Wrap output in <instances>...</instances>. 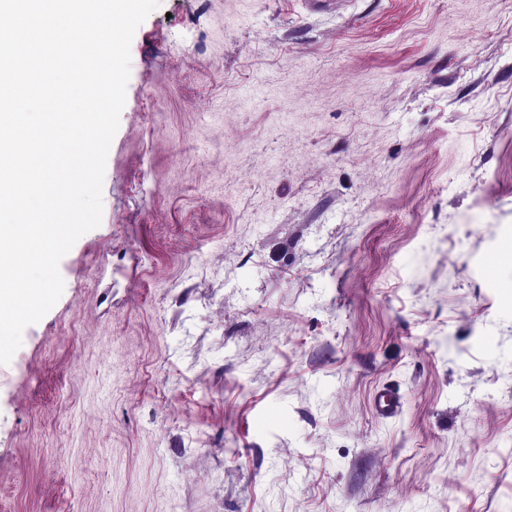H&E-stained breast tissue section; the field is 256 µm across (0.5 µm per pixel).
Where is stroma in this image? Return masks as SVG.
I'll list each match as a JSON object with an SVG mask.
<instances>
[{"label": "stroma", "instance_id": "35a3bbf8", "mask_svg": "<svg viewBox=\"0 0 512 512\" xmlns=\"http://www.w3.org/2000/svg\"><path fill=\"white\" fill-rule=\"evenodd\" d=\"M102 197L0 512H512V0H161Z\"/></svg>", "mask_w": 512, "mask_h": 512}]
</instances>
